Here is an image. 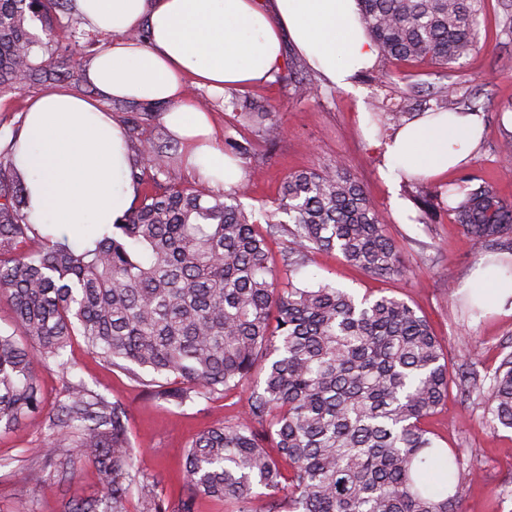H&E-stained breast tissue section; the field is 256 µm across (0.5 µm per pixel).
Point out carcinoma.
<instances>
[{"label": "carcinoma", "instance_id": "cac0c4a2", "mask_svg": "<svg viewBox=\"0 0 512 512\" xmlns=\"http://www.w3.org/2000/svg\"><path fill=\"white\" fill-rule=\"evenodd\" d=\"M72 0H0V89L54 76V51L32 32L52 31L65 12L64 37L83 51L95 45ZM364 28L386 60L430 62L453 76L479 49L484 0H358ZM302 66H288L295 93L316 95ZM395 94L373 108L381 137L415 117L413 83L384 73ZM453 85L432 89L424 108L455 112ZM224 106L267 142L274 115L253 99L232 95ZM14 141L0 148V296L12 306L16 332H0V427L18 426L43 411L34 373L54 363L64 375L72 337L135 378L146 373L167 386L156 395L180 407L254 385L246 416L198 434L186 450L187 495L166 498L158 483L135 473L124 410L80 381L66 386L53 414L41 459L70 476L75 448L104 479L100 498L73 500L67 512H196L199 497L222 499L235 512H256V489L271 499L266 512H463L472 465L443 448L422 421L455 383L448 352L427 320L389 295L358 297L323 280L297 283L314 251H336L370 276L405 273L384 219L341 162L296 171L273 209L255 214L230 194L167 181L147 192L121 223L75 249L28 221L26 177L12 162ZM180 161L141 150L130 166L137 184H159ZM413 195L423 217L441 204L484 252L512 253V199L487 179L467 173ZM290 238L282 283L267 237ZM262 379L252 381L257 361ZM486 412L493 427L512 428V353L488 376Z\"/></svg>", "mask_w": 512, "mask_h": 512}]
</instances>
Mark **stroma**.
<instances>
[{
    "label": "stroma",
    "instance_id": "obj_1",
    "mask_svg": "<svg viewBox=\"0 0 512 512\" xmlns=\"http://www.w3.org/2000/svg\"><path fill=\"white\" fill-rule=\"evenodd\" d=\"M503 19L499 0H485L480 48L456 68L468 101L478 109L482 137L447 177L476 173L492 180L501 194L512 196V176H502L498 163L500 145L512 137V31L504 32ZM372 71H360L352 89L335 90L332 100L325 96L331 90L326 83L321 95L310 97L296 96L288 86L272 80L243 88V95L273 112L281 127L271 146L238 123L235 113L225 108L223 96L205 88L193 89L192 95L214 118L216 147H223L228 137L253 144L248 167L256 175L247 181L241 198L246 208H270L291 171L341 161L384 217L387 234L407 267L402 276L371 277L336 253L320 251L312 255L303 277H326L360 296L387 294L406 300L426 317L455 372L485 373L512 352V306L503 305L497 312L474 309L469 297L483 283L473 273L480 267L511 268L512 254L476 253L449 214H441L431 224L420 223L405 181L381 176L380 139L368 109L383 91ZM49 89H75L88 98L95 95L88 84H74L65 76L2 91L0 140L18 133L28 99ZM66 356L90 389L123 404L141 476L158 481L163 494L173 501L187 491L185 449L192 437L219 422L243 417L247 408L245 391L180 408L171 405L157 397V384L134 380L125 370L92 354L78 336L67 347ZM36 376L45 396L44 411L0 431V512H64L68 501L97 496L102 490L92 463L79 462L73 476L60 482L38 459L50 419L64 398L65 382L51 363L38 366ZM424 425L443 447L461 449L477 472L463 497L464 512H512V500L502 497L505 485H512V430L489 425L480 396L468 398L458 388H450L447 400Z\"/></svg>",
    "mask_w": 512,
    "mask_h": 512
}]
</instances>
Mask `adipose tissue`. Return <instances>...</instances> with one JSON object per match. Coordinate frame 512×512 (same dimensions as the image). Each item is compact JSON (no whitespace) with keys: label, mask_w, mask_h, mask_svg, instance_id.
<instances>
[{"label":"adipose tissue","mask_w":512,"mask_h":512,"mask_svg":"<svg viewBox=\"0 0 512 512\" xmlns=\"http://www.w3.org/2000/svg\"><path fill=\"white\" fill-rule=\"evenodd\" d=\"M86 30L111 40L82 72L96 98L55 90L30 99L16 136L13 163L27 176L28 217L73 246L90 245L120 222L139 192L129 176L123 125L111 100L156 103L176 136L181 158L211 181L237 184L241 172L211 142L212 120L190 85L223 92L272 78L290 37L331 84L351 87L378 50L366 37L356 0H73ZM148 43L128 40L134 29ZM475 115L421 117L381 145L389 169L437 178L476 145Z\"/></svg>","instance_id":"adipose-tissue-1"}]
</instances>
